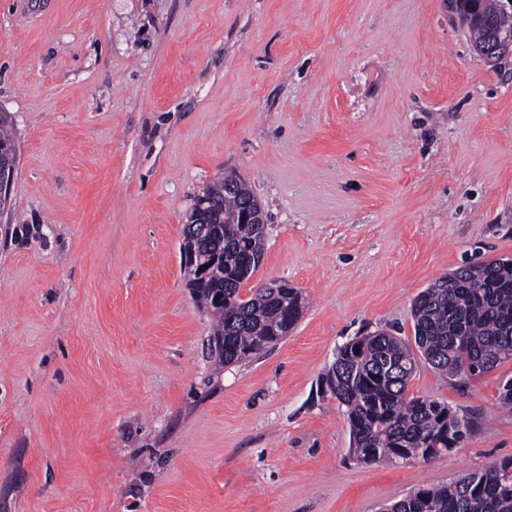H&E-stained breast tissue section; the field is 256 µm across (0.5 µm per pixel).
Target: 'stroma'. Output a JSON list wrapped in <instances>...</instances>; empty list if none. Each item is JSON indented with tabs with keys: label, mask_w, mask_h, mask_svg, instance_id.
<instances>
[{
	"label": "stroma",
	"mask_w": 512,
	"mask_h": 512,
	"mask_svg": "<svg viewBox=\"0 0 512 512\" xmlns=\"http://www.w3.org/2000/svg\"><path fill=\"white\" fill-rule=\"evenodd\" d=\"M0 512H379L512 458V360L409 395L471 418L433 461L349 456L321 380L465 259L512 258V55L451 0H0ZM267 216L246 290L300 320L224 366L180 251L225 173ZM13 143V138L10 134L9 125L7 121L0 119V145L5 147ZM6 150V151H5ZM8 155V161L0 159V213L8 210L11 205L12 186L17 167V150L13 143L5 149L0 148V156Z\"/></svg>",
	"instance_id": "stroma-1"
}]
</instances>
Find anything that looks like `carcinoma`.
Returning a JSON list of instances; mask_svg holds the SVG:
<instances>
[{
    "mask_svg": "<svg viewBox=\"0 0 512 512\" xmlns=\"http://www.w3.org/2000/svg\"><path fill=\"white\" fill-rule=\"evenodd\" d=\"M211 223L222 230L223 247L202 238L196 257H224L235 276L191 282L197 302L211 312L213 336L224 337V364L244 361L262 351L264 332H280L298 320L301 294L280 284L241 295L250 271V255L264 239L243 224L222 220L256 200L236 174L205 191ZM224 296V303L215 298ZM414 344L389 331L356 336L340 346L325 374L334 378V399L345 407L352 446L350 455L365 464L426 460L458 448L472 431V421L447 404L408 395V383L424 361L450 380L489 373L512 360V267L495 259L468 262L438 278L414 299ZM385 512H512V458L474 471L441 487L420 489L394 502Z\"/></svg>",
    "mask_w": 512,
    "mask_h": 512,
    "instance_id": "1",
    "label": "carcinoma"
}]
</instances>
